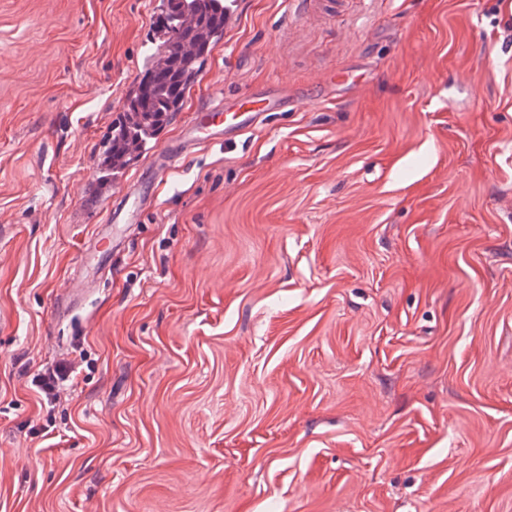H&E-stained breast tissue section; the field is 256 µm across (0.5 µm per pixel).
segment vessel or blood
<instances>
[{
	"label": "vessel or blood",
	"instance_id": "vessel-or-blood-1",
	"mask_svg": "<svg viewBox=\"0 0 512 512\" xmlns=\"http://www.w3.org/2000/svg\"><path fill=\"white\" fill-rule=\"evenodd\" d=\"M287 103L288 99L284 96L251 92L237 103L221 102L202 108L199 114L185 124L181 143L153 159L142 175L139 190L133 191L122 185L113 186V194L121 198L119 207L112 212L113 223H137L139 213L154 196L161 176L172 168L177 158L189 156L197 146L223 142L229 135L257 125L266 113L279 111Z\"/></svg>",
	"mask_w": 512,
	"mask_h": 512
}]
</instances>
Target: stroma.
<instances>
[{
  "mask_svg": "<svg viewBox=\"0 0 512 512\" xmlns=\"http://www.w3.org/2000/svg\"><path fill=\"white\" fill-rule=\"evenodd\" d=\"M334 2L234 0L108 182L166 0H0V512H512V0ZM267 86L288 111L109 222ZM284 92L285 96L282 97L250 92L243 96V102L226 104L223 100L202 108L185 124L181 143L153 159L148 170L142 174L138 191H131L122 185L113 186L112 195L121 196V201L120 206L112 211V223L137 224L138 215L154 196L161 176L174 166L177 158L189 156L197 146L222 143L232 133H240L257 125L264 119L265 112H278L288 104V91ZM230 112V121L226 122ZM76 369L75 359L61 358L37 370L32 382H35L42 399L52 403L57 398L61 385L69 380Z\"/></svg>",
  "mask_w": 512,
  "mask_h": 512,
  "instance_id": "1",
  "label": "stroma"
}]
</instances>
